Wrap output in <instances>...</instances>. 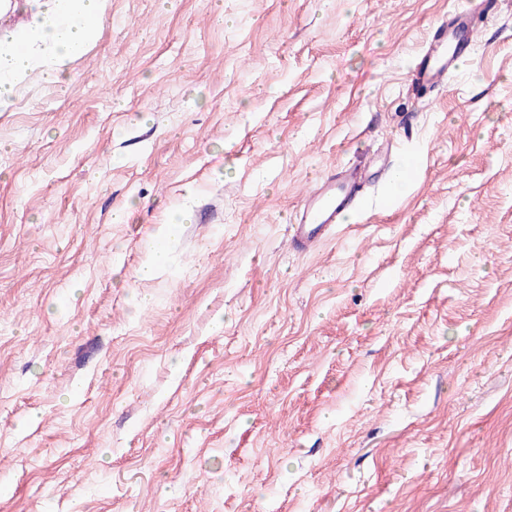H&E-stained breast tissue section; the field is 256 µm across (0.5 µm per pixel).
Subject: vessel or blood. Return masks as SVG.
<instances>
[{"instance_id": "vessel-or-blood-1", "label": "vessel or blood", "mask_w": 512, "mask_h": 512, "mask_svg": "<svg viewBox=\"0 0 512 512\" xmlns=\"http://www.w3.org/2000/svg\"><path fill=\"white\" fill-rule=\"evenodd\" d=\"M495 4L496 0H470L468 6L449 11L432 29L410 73L415 92L447 86L449 76L473 45L484 15ZM373 182L369 167L360 164L340 165L325 171L302 198L294 221L288 226L292 247L302 255L320 249L360 206Z\"/></svg>"}]
</instances>
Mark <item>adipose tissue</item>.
Listing matches in <instances>:
<instances>
[{"label": "adipose tissue", "instance_id": "1", "mask_svg": "<svg viewBox=\"0 0 512 512\" xmlns=\"http://www.w3.org/2000/svg\"><path fill=\"white\" fill-rule=\"evenodd\" d=\"M106 0H0V108L36 74L58 77L100 26Z\"/></svg>", "mask_w": 512, "mask_h": 512}]
</instances>
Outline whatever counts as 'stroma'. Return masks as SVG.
<instances>
[{"label":"stroma","mask_w":512,"mask_h":512,"mask_svg":"<svg viewBox=\"0 0 512 512\" xmlns=\"http://www.w3.org/2000/svg\"><path fill=\"white\" fill-rule=\"evenodd\" d=\"M456 3L108 0L0 109V512H512V0L408 87ZM373 182L369 167L360 164L340 165L325 171L302 198L294 221L288 226L292 247L302 255L320 249L360 206Z\"/></svg>","instance_id":"1"}]
</instances>
